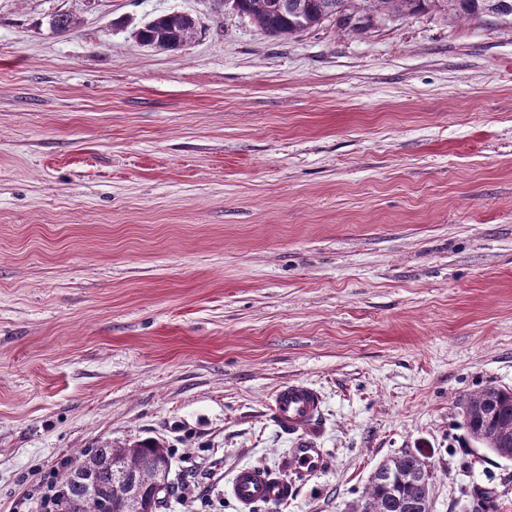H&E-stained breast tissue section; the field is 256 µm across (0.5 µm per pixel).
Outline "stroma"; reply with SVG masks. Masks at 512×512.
I'll use <instances>...</instances> for the list:
<instances>
[{
	"label": "stroma",
	"instance_id": "35a3bbf8",
	"mask_svg": "<svg viewBox=\"0 0 512 512\" xmlns=\"http://www.w3.org/2000/svg\"><path fill=\"white\" fill-rule=\"evenodd\" d=\"M192 16L177 51L135 32ZM67 14L66 33L50 20ZM304 382L301 436L272 414ZM512 388V23L443 13L268 39L224 0H0V512L155 438L167 512L244 465L327 463L254 512H350L410 449L431 512H512L459 401ZM320 393L302 382L281 386L273 398L272 411L278 427L285 434L310 428L321 412ZM289 465L296 475H310L321 471L325 466L324 450L315 448L309 442H298L297 448H291Z\"/></svg>",
	"mask_w": 512,
	"mask_h": 512
}]
</instances>
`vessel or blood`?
<instances>
[{
  "label": "vessel or blood",
  "instance_id": "obj_1",
  "mask_svg": "<svg viewBox=\"0 0 512 512\" xmlns=\"http://www.w3.org/2000/svg\"><path fill=\"white\" fill-rule=\"evenodd\" d=\"M320 393L302 382L281 386L273 398L272 411L278 427L287 434L310 428L321 412ZM293 476H286L259 466H243L233 475L230 491L246 512L256 504H280L294 495V475L321 471L325 466L323 449L308 442L298 443L289 455Z\"/></svg>",
  "mask_w": 512,
  "mask_h": 512
}]
</instances>
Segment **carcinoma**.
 I'll return each instance as SVG.
<instances>
[{
	"instance_id": "carcinoma-1",
	"label": "carcinoma",
	"mask_w": 512,
	"mask_h": 512,
	"mask_svg": "<svg viewBox=\"0 0 512 512\" xmlns=\"http://www.w3.org/2000/svg\"><path fill=\"white\" fill-rule=\"evenodd\" d=\"M239 14L254 21L272 40L299 36L326 21L340 28L362 30L375 19L412 17L429 12L450 17L480 19L496 17L512 20V0H230ZM195 20L177 12L156 17L136 32L143 47L175 51L193 37ZM463 426L469 434L478 433L488 451L499 459H508L498 447V439L512 438V389L488 385L461 402ZM87 466L97 475V489L90 493L73 472L75 466ZM159 465H172L168 449L156 440L142 439L123 448L110 443L78 452L75 461L62 466L54 497L55 512H130L127 489L118 485L115 474L122 473L136 484V496L148 500L157 512L167 509L178 493L172 481L161 493L155 486ZM433 474L418 452L406 450L380 463L369 484L352 505L351 512H428ZM475 512H493L496 504L489 492L476 488Z\"/></svg>"
}]
</instances>
